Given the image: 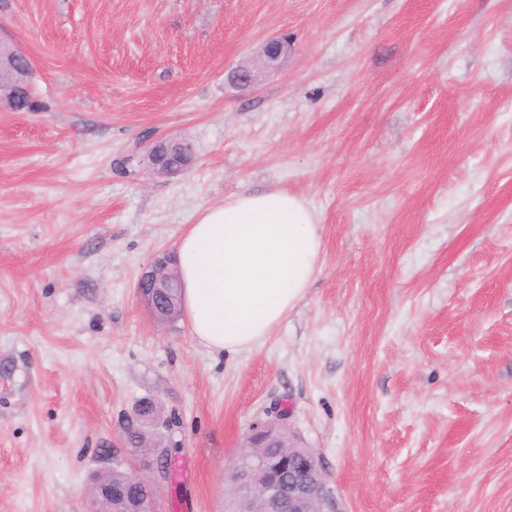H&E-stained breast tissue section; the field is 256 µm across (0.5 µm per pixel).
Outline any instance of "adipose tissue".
I'll return each mask as SVG.
<instances>
[{
    "mask_svg": "<svg viewBox=\"0 0 512 512\" xmlns=\"http://www.w3.org/2000/svg\"><path fill=\"white\" fill-rule=\"evenodd\" d=\"M321 252L318 220L281 189L199 209L176 252L195 342L238 355L259 346L306 296Z\"/></svg>",
    "mask_w": 512,
    "mask_h": 512,
    "instance_id": "1",
    "label": "adipose tissue"
}]
</instances>
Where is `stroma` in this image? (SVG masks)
Wrapping results in <instances>:
<instances>
[{"instance_id": "stroma-1", "label": "stroma", "mask_w": 512, "mask_h": 512, "mask_svg": "<svg viewBox=\"0 0 512 512\" xmlns=\"http://www.w3.org/2000/svg\"><path fill=\"white\" fill-rule=\"evenodd\" d=\"M0 37L38 104L0 108V512H87L145 397L156 512H224L281 406L342 512H512V0H0ZM278 188L319 220L305 299L234 358L157 322L153 253ZM288 45L278 37L264 40L256 50V57L260 67L264 70H274L280 65L282 57L286 54ZM34 71V62L24 48L18 44L4 42L0 40V74L2 73H21L24 78L18 80L5 92H1L0 102L5 103L13 110L16 109L14 100L6 102L4 96L7 95L18 84H26L30 89L29 79H31Z\"/></svg>"}]
</instances>
